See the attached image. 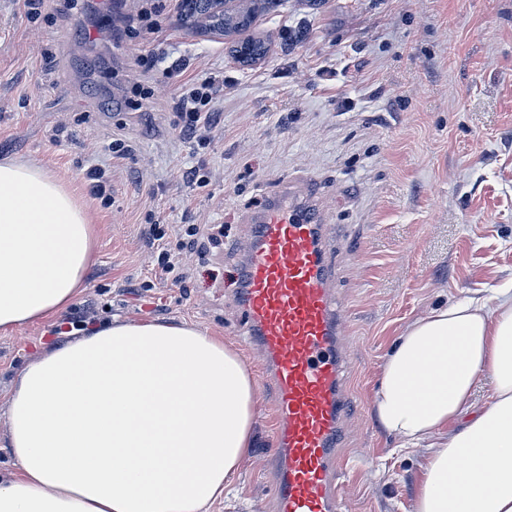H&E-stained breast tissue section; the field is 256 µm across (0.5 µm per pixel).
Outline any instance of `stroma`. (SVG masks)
<instances>
[{"label":"stroma","instance_id":"obj_1","mask_svg":"<svg viewBox=\"0 0 512 512\" xmlns=\"http://www.w3.org/2000/svg\"><path fill=\"white\" fill-rule=\"evenodd\" d=\"M140 0H55L28 15L0 0V157L41 164L68 182L98 227L85 291L71 312L186 321L235 342L236 264L244 219L282 182L320 194L332 229L335 292L346 311L350 402L341 446V512H410L418 452L377 425L379 369L426 309L512 279V0H261L251 27L270 51L234 63L231 41L187 30L167 0L155 42L118 16ZM151 56L153 67L137 64ZM182 61V73L171 65ZM223 78L216 128L180 137V80ZM112 193H89L90 168ZM202 168L209 183L188 182ZM220 224L206 257L183 254L186 280L155 275L146 224ZM58 335L35 323L0 335V466L9 467L5 402L20 368ZM257 442L231 507L274 512L266 454L275 424L258 391Z\"/></svg>","mask_w":512,"mask_h":512}]
</instances>
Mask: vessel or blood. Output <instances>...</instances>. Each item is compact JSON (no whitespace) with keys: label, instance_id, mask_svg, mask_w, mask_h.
I'll list each match as a JSON object with an SVG mask.
<instances>
[{"label":"vessel or blood","instance_id":"1","mask_svg":"<svg viewBox=\"0 0 512 512\" xmlns=\"http://www.w3.org/2000/svg\"><path fill=\"white\" fill-rule=\"evenodd\" d=\"M246 222L237 298L274 394L273 501L277 512H340L348 390L328 227L318 199L296 180L267 194Z\"/></svg>","mask_w":512,"mask_h":512}]
</instances>
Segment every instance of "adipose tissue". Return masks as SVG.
<instances>
[{
  "label": "adipose tissue",
  "mask_w": 512,
  "mask_h": 512,
  "mask_svg": "<svg viewBox=\"0 0 512 512\" xmlns=\"http://www.w3.org/2000/svg\"><path fill=\"white\" fill-rule=\"evenodd\" d=\"M94 246L62 178L0 157V333L58 319L86 289ZM373 404L398 449L421 451L411 512H512V289L410 321ZM258 405L254 372L224 338L186 322L88 328L12 382L0 512H210L234 494Z\"/></svg>",
  "instance_id": "obj_1"
}]
</instances>
